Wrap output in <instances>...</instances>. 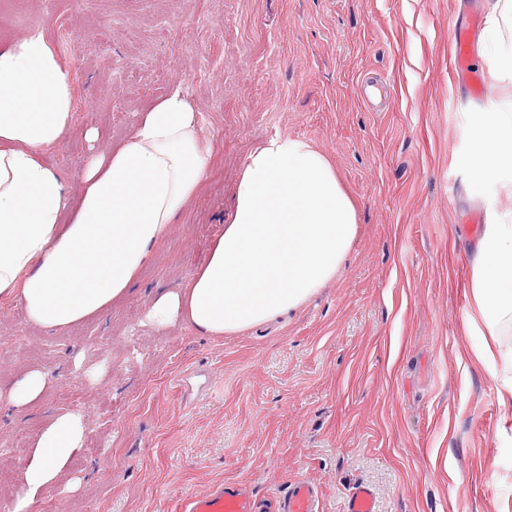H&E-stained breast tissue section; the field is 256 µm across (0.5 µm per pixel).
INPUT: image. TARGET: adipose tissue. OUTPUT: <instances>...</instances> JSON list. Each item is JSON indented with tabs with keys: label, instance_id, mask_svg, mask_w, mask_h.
Masks as SVG:
<instances>
[{
	"label": "adipose tissue",
	"instance_id": "1",
	"mask_svg": "<svg viewBox=\"0 0 512 512\" xmlns=\"http://www.w3.org/2000/svg\"><path fill=\"white\" fill-rule=\"evenodd\" d=\"M489 46L512 79V0H494ZM73 77L41 29L0 47V299L19 301L32 326L58 331L127 297L155 245L203 178L208 151L181 89L148 111L123 142L96 151L70 194L40 155L73 127ZM477 182L512 195V102L489 114L473 159ZM357 232L355 208L310 142L276 136L252 151L235 187V210L188 284L157 296L148 317L224 336L298 310L332 281ZM479 322L495 345L482 354L510 375L512 224L485 225L472 263ZM80 413L40 431L14 512H29L84 445Z\"/></svg>",
	"mask_w": 512,
	"mask_h": 512
}]
</instances>
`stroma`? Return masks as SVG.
<instances>
[{"mask_svg": "<svg viewBox=\"0 0 512 512\" xmlns=\"http://www.w3.org/2000/svg\"><path fill=\"white\" fill-rule=\"evenodd\" d=\"M487 13V0H0V46L41 28L73 72L74 128L43 156L70 191L86 127L115 145L177 87L211 152L124 301L58 332L0 303V389L48 376L34 405L0 407L12 496L42 427L75 410L84 446L31 512L51 496L57 512H179L221 482L267 504L295 480L317 485L325 512L360 483L377 512H512V416L465 327L473 220L512 219L497 183L469 193L470 158L512 82L481 37L482 97L449 66L452 25ZM278 134L313 143L353 201L347 260L272 323L220 338L158 328L150 303L206 261L249 154Z\"/></svg>", "mask_w": 512, "mask_h": 512, "instance_id": "35a3bbf8", "label": "stroma"}]
</instances>
